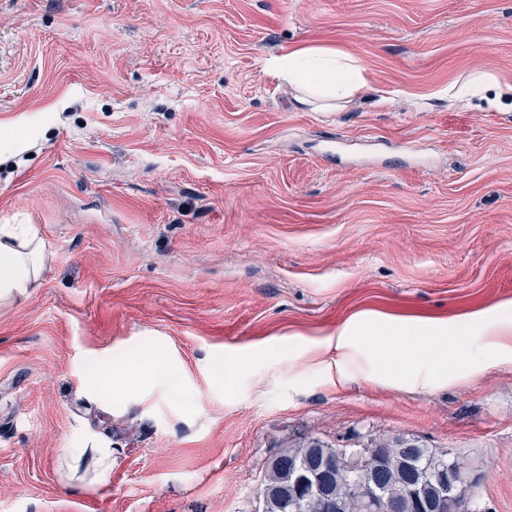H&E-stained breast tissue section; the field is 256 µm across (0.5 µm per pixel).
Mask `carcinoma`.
<instances>
[{
	"mask_svg": "<svg viewBox=\"0 0 512 512\" xmlns=\"http://www.w3.org/2000/svg\"><path fill=\"white\" fill-rule=\"evenodd\" d=\"M372 448L375 449V458L369 473L384 497L401 502L405 512H413L409 491L413 484L419 482L424 484L427 498H446V512H459L453 497H445L443 487L429 478L428 472L442 462L437 450L403 437L374 440ZM331 449L332 445L328 443L309 440L275 455V461L267 463L265 468L263 512H327L320 492L311 491L297 499L293 484L301 470L315 465ZM356 483V474L348 469H340L332 476L331 493L338 505L336 512H366L364 498L358 493Z\"/></svg>",
	"mask_w": 512,
	"mask_h": 512,
	"instance_id": "1",
	"label": "carcinoma"
}]
</instances>
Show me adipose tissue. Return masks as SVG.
I'll return each instance as SVG.
<instances>
[{"instance_id":"obj_1","label":"adipose tissue","mask_w":512,"mask_h":512,"mask_svg":"<svg viewBox=\"0 0 512 512\" xmlns=\"http://www.w3.org/2000/svg\"><path fill=\"white\" fill-rule=\"evenodd\" d=\"M268 69L292 87L296 103L312 112H336L367 85L363 68L351 56L324 46H309L270 57ZM43 269V252L31 228L18 224L0 226V298L24 294L36 283ZM478 329L486 349L504 351L501 333L512 320L496 318L486 310L467 313L460 323H434L435 336L462 334L463 327Z\"/></svg>"}]
</instances>
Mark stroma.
I'll return each mask as SVG.
<instances>
[{"label":"stroma","instance_id":"stroma-1","mask_svg":"<svg viewBox=\"0 0 512 512\" xmlns=\"http://www.w3.org/2000/svg\"><path fill=\"white\" fill-rule=\"evenodd\" d=\"M306 45L367 89L298 109L266 63ZM475 70L501 108L449 100ZM1 224L45 260L0 301V512H256L280 449L398 436L512 512V332L420 326L512 300V0H0ZM327 348L336 351V374L339 381L345 378L343 366L355 361L353 345L346 330L327 340Z\"/></svg>","mask_w":512,"mask_h":512}]
</instances>
